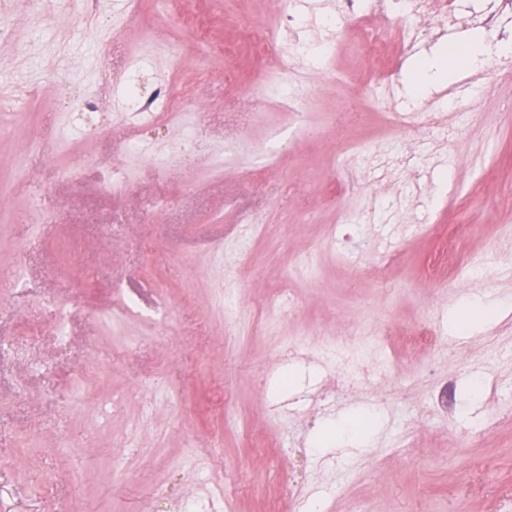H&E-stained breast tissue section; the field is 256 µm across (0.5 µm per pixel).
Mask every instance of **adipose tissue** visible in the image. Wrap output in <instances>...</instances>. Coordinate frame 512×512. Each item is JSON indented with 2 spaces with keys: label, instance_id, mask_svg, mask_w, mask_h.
<instances>
[{
  "label": "adipose tissue",
  "instance_id": "obj_1",
  "mask_svg": "<svg viewBox=\"0 0 512 512\" xmlns=\"http://www.w3.org/2000/svg\"><path fill=\"white\" fill-rule=\"evenodd\" d=\"M487 49L482 36L470 37L443 55L416 60L411 68L410 82L414 87L429 86L438 81L452 80L457 69H481L486 61Z\"/></svg>",
  "mask_w": 512,
  "mask_h": 512
}]
</instances>
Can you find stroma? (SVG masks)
<instances>
[{"mask_svg": "<svg viewBox=\"0 0 512 512\" xmlns=\"http://www.w3.org/2000/svg\"><path fill=\"white\" fill-rule=\"evenodd\" d=\"M81 10L0 0V91L37 89L0 109V268L17 278L0 296V512H150L158 487L181 503L223 493L224 512H512V423L499 420L512 410V84L479 96L485 72L462 70L418 98L407 78L415 57L477 30L491 68L512 62L497 51L512 0H458L456 24L406 44L400 14L310 0L261 58L234 0H104L82 32ZM359 28L381 34L382 53L352 69ZM297 37L335 51L318 81L308 55L289 72L285 109L275 78ZM228 65L268 81L265 97L225 82ZM135 69L145 93L190 99L183 177L156 164L183 126L140 132L127 114L117 77ZM87 98L91 132L75 119ZM348 108L347 128L333 115ZM394 109L411 132L394 130ZM349 139L373 153H343ZM57 293L77 301L63 338L42 304ZM283 293L287 316L265 319ZM485 298L492 319L459 327ZM374 324L389 331L384 354L354 373L325 359L323 342L361 347ZM360 417L368 431L341 440ZM299 459L312 477L296 504Z\"/></svg>", "mask_w": 512, "mask_h": 512, "instance_id": "1", "label": "stroma"}]
</instances>
